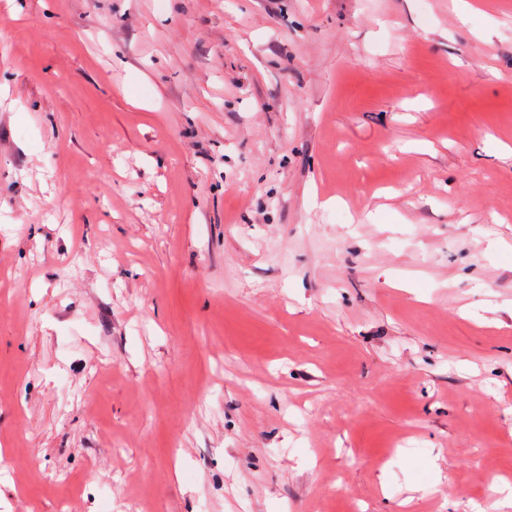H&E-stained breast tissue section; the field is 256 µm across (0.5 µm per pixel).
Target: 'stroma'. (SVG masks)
<instances>
[{"instance_id":"35a3bbf8","label":"stroma","mask_w":512,"mask_h":512,"mask_svg":"<svg viewBox=\"0 0 512 512\" xmlns=\"http://www.w3.org/2000/svg\"><path fill=\"white\" fill-rule=\"evenodd\" d=\"M0 7V512H512V0Z\"/></svg>"}]
</instances>
